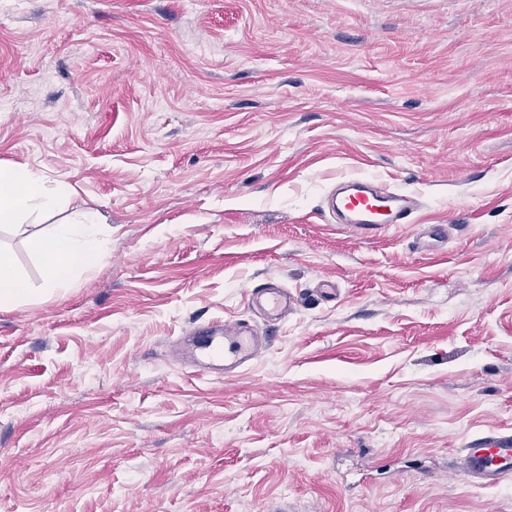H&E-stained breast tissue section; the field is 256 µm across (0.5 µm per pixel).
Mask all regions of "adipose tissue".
<instances>
[{"label": "adipose tissue", "mask_w": 512, "mask_h": 512, "mask_svg": "<svg viewBox=\"0 0 512 512\" xmlns=\"http://www.w3.org/2000/svg\"><path fill=\"white\" fill-rule=\"evenodd\" d=\"M61 187H48L42 174L27 167H0V223L24 233L28 225L53 212ZM105 218L95 210L75 212L37 241L44 259L43 280L48 292L67 290L75 284L73 268H93L107 245ZM33 290L22 278L13 256L0 250V308L31 299Z\"/></svg>", "instance_id": "ef3b65f1"}]
</instances>
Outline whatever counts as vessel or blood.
I'll return each mask as SVG.
<instances>
[{"instance_id": "1", "label": "vessel or blood", "mask_w": 512, "mask_h": 512, "mask_svg": "<svg viewBox=\"0 0 512 512\" xmlns=\"http://www.w3.org/2000/svg\"><path fill=\"white\" fill-rule=\"evenodd\" d=\"M333 207L352 233L365 236L384 227L401 228L414 223L419 210L416 196L376 188L372 178L356 177L338 182ZM250 300H262L269 314L280 315L289 294L281 287L251 288ZM194 365L198 375H211L210 364L223 360L239 371L258 358L262 344L244 321L214 320L193 332ZM461 472L477 485L492 486L512 477V433L491 434L472 441L465 450Z\"/></svg>"}]
</instances>
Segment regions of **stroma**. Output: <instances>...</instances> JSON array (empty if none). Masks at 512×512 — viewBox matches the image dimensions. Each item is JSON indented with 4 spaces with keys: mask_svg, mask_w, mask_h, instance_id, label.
<instances>
[{
    "mask_svg": "<svg viewBox=\"0 0 512 512\" xmlns=\"http://www.w3.org/2000/svg\"><path fill=\"white\" fill-rule=\"evenodd\" d=\"M0 166L68 185L41 228L112 229L53 294L0 231L35 290L0 309V512H512L455 472L512 432V0H0ZM361 175L416 224L337 226ZM224 318L262 355L182 366ZM249 299L252 301L262 300L269 314L279 316L288 306V300L291 303L294 300V296L290 293L288 294L287 289L281 287H253L249 290Z\"/></svg>",
    "mask_w": 512,
    "mask_h": 512,
    "instance_id": "stroma-1",
    "label": "stroma"
}]
</instances>
